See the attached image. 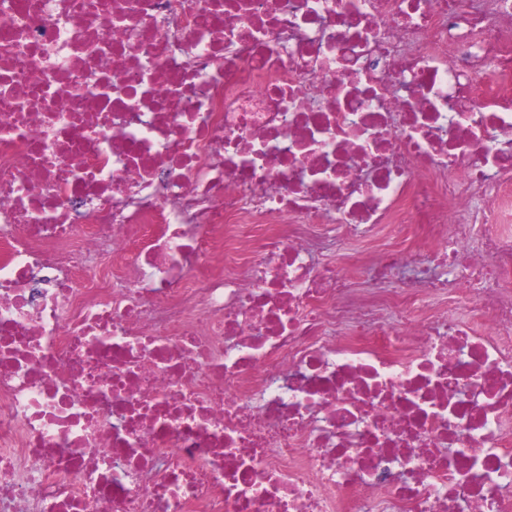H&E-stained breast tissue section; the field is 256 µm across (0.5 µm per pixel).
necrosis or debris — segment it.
<instances>
[{
    "instance_id": "4bbe7bcc",
    "label": "necrosis or debris",
    "mask_w": 512,
    "mask_h": 512,
    "mask_svg": "<svg viewBox=\"0 0 512 512\" xmlns=\"http://www.w3.org/2000/svg\"><path fill=\"white\" fill-rule=\"evenodd\" d=\"M0 512H512V0H0Z\"/></svg>"
}]
</instances>
